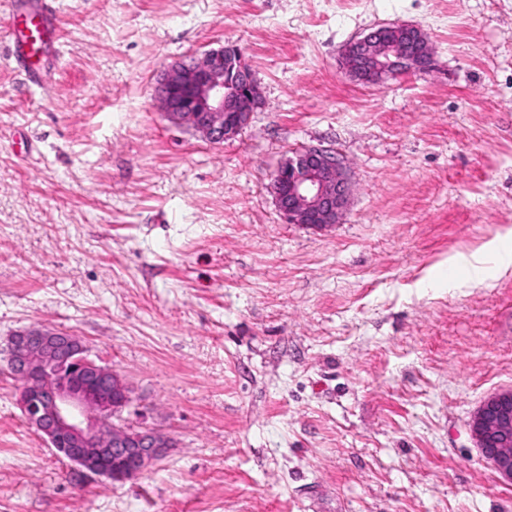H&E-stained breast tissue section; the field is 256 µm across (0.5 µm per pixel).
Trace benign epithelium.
<instances>
[{"mask_svg": "<svg viewBox=\"0 0 512 512\" xmlns=\"http://www.w3.org/2000/svg\"><path fill=\"white\" fill-rule=\"evenodd\" d=\"M396 28L420 46L419 53H409L405 44L387 41L374 30L344 46L345 73L377 83L431 69L433 53L423 31L408 24ZM154 96L171 123L191 127L212 144L239 135L260 104L257 80L243 52L226 46L168 66ZM269 193L286 223L322 228L338 223L350 184L333 150L308 146L278 165ZM3 351L11 374L21 381L24 418L47 447L66 456L81 474L124 483L148 472L172 447L154 429L120 423L135 401L133 389L119 372L91 357L79 337L29 328L9 336ZM469 427L489 466L512 485V387L488 395Z\"/></svg>", "mask_w": 512, "mask_h": 512, "instance_id": "obj_1", "label": "benign epithelium"}]
</instances>
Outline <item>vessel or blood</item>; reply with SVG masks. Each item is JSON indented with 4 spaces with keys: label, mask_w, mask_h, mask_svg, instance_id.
<instances>
[{
    "label": "vessel or blood",
    "mask_w": 512,
    "mask_h": 512,
    "mask_svg": "<svg viewBox=\"0 0 512 512\" xmlns=\"http://www.w3.org/2000/svg\"><path fill=\"white\" fill-rule=\"evenodd\" d=\"M31 13L30 25L23 28L11 26L7 36L16 68L36 85L41 81L38 58L46 49L57 46L59 35L57 15L48 0H36Z\"/></svg>",
    "instance_id": "vessel-or-blood-1"
}]
</instances>
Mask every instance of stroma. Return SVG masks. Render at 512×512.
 <instances>
[{"instance_id":"obj_1","label":"stroma","mask_w":512,"mask_h":512,"mask_svg":"<svg viewBox=\"0 0 512 512\" xmlns=\"http://www.w3.org/2000/svg\"><path fill=\"white\" fill-rule=\"evenodd\" d=\"M55 6L41 89L0 5V512H512L469 430L512 386V0ZM392 23L431 71L345 75ZM227 43L262 103L214 145L154 85ZM309 145L351 183L325 229L268 191ZM30 327L79 336L175 448L122 484L47 448L3 353Z\"/></svg>"}]
</instances>
